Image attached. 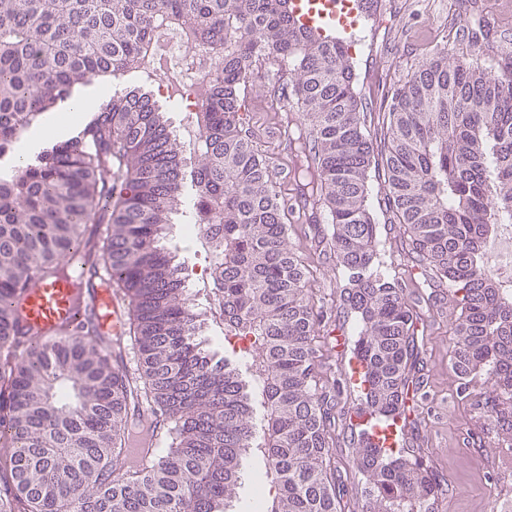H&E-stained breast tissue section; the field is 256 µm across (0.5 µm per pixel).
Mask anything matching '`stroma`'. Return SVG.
<instances>
[{
    "instance_id": "1",
    "label": "stroma",
    "mask_w": 512,
    "mask_h": 512,
    "mask_svg": "<svg viewBox=\"0 0 512 512\" xmlns=\"http://www.w3.org/2000/svg\"><path fill=\"white\" fill-rule=\"evenodd\" d=\"M372 21L383 28L354 58L356 89L375 149L387 140L385 106L393 88L429 60L452 34L472 35L473 47L493 44L512 51V0H378ZM276 67H258L246 106V132L273 168L292 170L294 157L279 128L297 110L275 99L267 84ZM370 206L377 224L376 261L398 277L417 313L418 356L406 372L408 396L402 449L435 475L443 493L435 512H502V498L512 499V433L492 430L480 401L492 392L490 379L479 378L468 398L457 393L448 361L456 344L453 329L460 307L447 283L429 265L416 261L411 242L384 203V181L372 177ZM328 225L314 227L293 220L288 246L308 264L306 286L315 310L324 314L316 342L315 372L321 383H339L336 398V466L342 476L349 512H362L366 478L353 465L360 431L352 422L361 393L352 384L353 347L336 346L339 336L354 339V320L340 300L335 257Z\"/></svg>"
}]
</instances>
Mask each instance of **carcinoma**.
I'll return each instance as SVG.
<instances>
[{
	"instance_id": "1",
	"label": "carcinoma",
	"mask_w": 512,
	"mask_h": 512,
	"mask_svg": "<svg viewBox=\"0 0 512 512\" xmlns=\"http://www.w3.org/2000/svg\"><path fill=\"white\" fill-rule=\"evenodd\" d=\"M162 19L197 29L221 64L196 150L146 86H130L0 178V512H229L245 456L265 460L275 489L260 512H346L331 396L312 376L321 320L302 296L308 269L287 245L293 208L242 117L255 68L279 63L299 110L288 128L294 178L331 225L365 399L383 421L401 414L416 315L399 280L375 268L374 146L345 44L301 33L288 0H0V156L75 85L138 72ZM387 120L385 204L418 261L454 287L461 392L490 377L502 408L488 418L511 431L512 291L483 247L496 225L512 224V64L490 45L458 58L440 49L394 90ZM188 184L224 326L258 340L252 369L206 350V319L168 246ZM101 268L130 309L134 372L91 311L46 348L10 335L30 286H90ZM143 405L167 424V441L117 475ZM356 461L368 512H432L441 489L428 469L362 442Z\"/></svg>"
}]
</instances>
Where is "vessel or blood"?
Here are the masks:
<instances>
[{"instance_id":"obj_1","label":"vessel or blood","mask_w":512,"mask_h":512,"mask_svg":"<svg viewBox=\"0 0 512 512\" xmlns=\"http://www.w3.org/2000/svg\"><path fill=\"white\" fill-rule=\"evenodd\" d=\"M293 14L303 31L323 34L335 26L339 12L357 17L367 12V0H291ZM94 305L104 332L119 337L127 328L130 310L120 290L78 288L66 281L36 283L19 309L20 325L29 338L57 341L69 335L82 318L86 305ZM353 419L361 427L365 441L376 448L399 447L403 433L401 419L374 422L369 409L355 411Z\"/></svg>"}]
</instances>
